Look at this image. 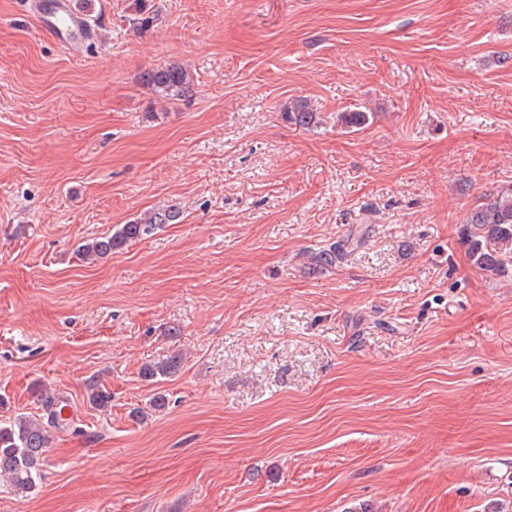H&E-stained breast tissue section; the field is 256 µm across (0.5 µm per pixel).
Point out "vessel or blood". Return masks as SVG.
I'll return each instance as SVG.
<instances>
[{
  "instance_id": "obj_1",
  "label": "vessel or blood",
  "mask_w": 512,
  "mask_h": 512,
  "mask_svg": "<svg viewBox=\"0 0 512 512\" xmlns=\"http://www.w3.org/2000/svg\"><path fill=\"white\" fill-rule=\"evenodd\" d=\"M24 4L35 16L42 38L62 46L72 57L84 55L94 32L70 0H24Z\"/></svg>"
}]
</instances>
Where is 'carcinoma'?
Masks as SVG:
<instances>
[{"mask_svg":"<svg viewBox=\"0 0 512 512\" xmlns=\"http://www.w3.org/2000/svg\"><path fill=\"white\" fill-rule=\"evenodd\" d=\"M136 17L133 23L140 30L152 28L158 21V11L149 0H134ZM142 83L158 98L171 103L192 96L195 78L187 67L167 64L145 71ZM288 122L301 128L319 124L320 114L306 101L296 102L285 114ZM336 122L356 132L368 122L367 113L360 110L339 112ZM181 212L175 205L141 214L135 220L121 224L104 237L93 238L78 246L80 260L94 265L118 252L127 244L153 236L163 224H178ZM460 241L467 246L468 256L476 267L499 277L512 280V185L502 186L482 196L460 230ZM348 243L334 242L314 252L310 265L328 269L345 254ZM182 358L176 355L148 364L143 369L148 379L170 378L181 368ZM87 401L96 409H105L112 402L111 392L96 380L86 386ZM48 411L47 420L18 413L0 423V478L16 496L34 492L43 477L46 453L54 431L74 425V418L60 416L53 406L58 398L50 392L41 394Z\"/></svg>","mask_w":512,"mask_h":512,"instance_id":"1","label":"carcinoma"}]
</instances>
